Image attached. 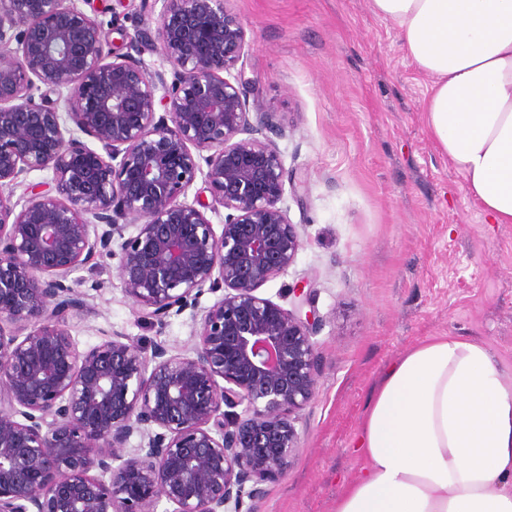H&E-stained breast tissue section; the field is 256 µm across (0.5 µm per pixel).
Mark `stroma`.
Here are the masks:
<instances>
[{"instance_id":"stroma-1","label":"stroma","mask_w":512,"mask_h":512,"mask_svg":"<svg viewBox=\"0 0 512 512\" xmlns=\"http://www.w3.org/2000/svg\"><path fill=\"white\" fill-rule=\"evenodd\" d=\"M249 44L254 98L276 112L277 144L295 188L284 204L304 247L260 287L288 306L306 281L320 317L321 376L300 413L301 448L266 486L262 512H334L362 462L354 440L384 367L430 336L487 343L512 374V224L487 223L463 176L430 138L422 102L431 81L407 58L397 25L369 0H233ZM102 24L146 27L137 0H88ZM85 304L68 327L80 348L121 333L137 345L189 353L204 308L164 326L139 319L111 257L70 276Z\"/></svg>"}]
</instances>
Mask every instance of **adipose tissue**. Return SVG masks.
I'll list each match as a JSON object with an SVG mask.
<instances>
[{
  "label": "adipose tissue",
  "mask_w": 512,
  "mask_h": 512,
  "mask_svg": "<svg viewBox=\"0 0 512 512\" xmlns=\"http://www.w3.org/2000/svg\"><path fill=\"white\" fill-rule=\"evenodd\" d=\"M417 71L439 152L489 222L512 224V0H370ZM335 512H512V380L453 335L403 353L373 385Z\"/></svg>",
  "instance_id": "adipose-tissue-1"
}]
</instances>
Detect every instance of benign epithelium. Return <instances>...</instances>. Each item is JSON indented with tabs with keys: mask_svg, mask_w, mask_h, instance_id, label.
<instances>
[{
	"mask_svg": "<svg viewBox=\"0 0 512 512\" xmlns=\"http://www.w3.org/2000/svg\"><path fill=\"white\" fill-rule=\"evenodd\" d=\"M157 2L154 31L112 16L122 48L77 0H0V512H258L300 449L319 316L303 281L291 310L257 293L303 248L282 130L250 98L231 0L140 9ZM199 174L208 203L186 200ZM221 208L218 234L205 211ZM104 255L144 322L222 292L191 353L121 334L79 349L68 277Z\"/></svg>",
	"mask_w": 512,
	"mask_h": 512,
	"instance_id": "1",
	"label": "benign epithelium"
}]
</instances>
